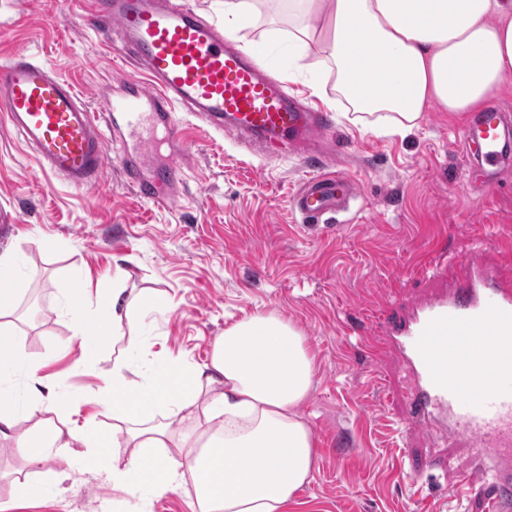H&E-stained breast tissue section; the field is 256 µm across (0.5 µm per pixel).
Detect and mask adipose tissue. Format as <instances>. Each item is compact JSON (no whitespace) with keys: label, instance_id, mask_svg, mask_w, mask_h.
<instances>
[{"label":"adipose tissue","instance_id":"1","mask_svg":"<svg viewBox=\"0 0 512 512\" xmlns=\"http://www.w3.org/2000/svg\"><path fill=\"white\" fill-rule=\"evenodd\" d=\"M288 70L310 60V86L323 73L354 108L358 122L404 136L427 107L479 112L512 76V0H288ZM86 281L70 286L64 309L79 331L118 346L104 394L111 427L82 433L43 420L18 440L29 462L68 458L88 448V469L105 471L126 494V512L149 497L192 484L197 512H288L312 478L316 439L300 413L318 370L301 331L281 315L258 312L225 327L207 362L155 365L129 377L144 348L145 317L166 301L145 291L129 298L120 284L87 300ZM20 291L0 287V375L24 365L29 395L43 401L38 364L24 362L11 320ZM129 449L126 459L114 457ZM146 480H138L141 469Z\"/></svg>","mask_w":512,"mask_h":512}]
</instances>
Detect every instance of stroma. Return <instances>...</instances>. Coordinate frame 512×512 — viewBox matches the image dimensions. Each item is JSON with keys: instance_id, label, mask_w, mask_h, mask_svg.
<instances>
[{"instance_id": "obj_1", "label": "stroma", "mask_w": 512, "mask_h": 512, "mask_svg": "<svg viewBox=\"0 0 512 512\" xmlns=\"http://www.w3.org/2000/svg\"><path fill=\"white\" fill-rule=\"evenodd\" d=\"M82 11L81 0H0V65L22 49L76 85L88 105L120 93L137 71L81 21ZM287 29L268 0H257L251 24L232 40L245 50ZM329 117L334 169L352 177L356 194L339 223L325 227L303 223L292 205L317 160L280 142L236 141L183 116L190 163L179 197L163 207L136 196L117 161L126 131L112 129L99 182L77 189L44 171L0 124V252L15 253L30 279L16 300L20 350L61 392L68 425L111 424L101 389L116 355L102 343L95 367H84L89 339L61 305L74 279L111 284L116 259L128 257L124 287L169 302L146 319L140 371L170 358L203 362L227 325L257 312H276L303 332L318 363L300 408L317 439L316 465L289 512H414L418 495L431 512H480L477 502L448 497L449 480L475 468L464 451L451 455L446 480L412 483V467L446 433L410 426L403 363L370 345L394 298L453 287L458 261L477 255L501 276L512 273L499 254L512 240V163L480 190L460 149L465 117L435 105L403 137L334 110ZM0 383L19 430L45 419L22 370ZM86 454L77 447L69 460L33 465L0 445V512H121L124 493L83 468ZM27 474L47 495L14 502L12 482Z\"/></svg>"}]
</instances>
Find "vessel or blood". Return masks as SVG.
<instances>
[{"mask_svg": "<svg viewBox=\"0 0 512 512\" xmlns=\"http://www.w3.org/2000/svg\"><path fill=\"white\" fill-rule=\"evenodd\" d=\"M97 36L142 63L147 81L131 80L124 94L90 108L76 86L17 51L0 66V115L46 171L80 189L95 185L107 161L106 132L120 119L134 148L121 165L136 170L151 141L146 125L163 127L171 149L135 193L160 206L174 202L184 179L186 145L176 110L202 118L209 131L248 134L264 143L323 151L332 133L326 113L304 108L255 59L233 47L215 23L190 8L160 0H87ZM505 115L474 112L462 130L463 149L475 153L483 188L496 185L497 166L512 152ZM351 178L325 171L296 194L305 218L343 211ZM456 287L395 303L383 317L378 346L402 359L410 384L406 416L423 432L444 427L448 445L477 463L448 487L456 500L483 495L484 512H512V283L496 278L480 258L460 264Z\"/></svg>", "mask_w": 512, "mask_h": 512, "instance_id": "obj_1", "label": "vessel or blood"}]
</instances>
